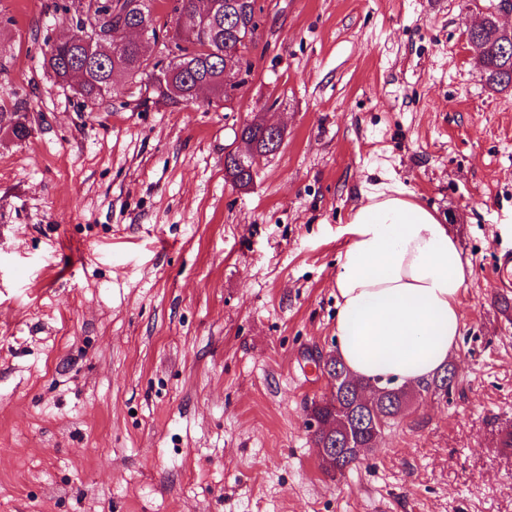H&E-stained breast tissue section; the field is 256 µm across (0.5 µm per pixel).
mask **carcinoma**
Instances as JSON below:
<instances>
[{
    "mask_svg": "<svg viewBox=\"0 0 512 512\" xmlns=\"http://www.w3.org/2000/svg\"><path fill=\"white\" fill-rule=\"evenodd\" d=\"M155 2L157 0H112V5H104L99 24L108 40L101 46L85 47L80 44V35L74 33L53 43L44 64L55 81L67 85L77 78L78 94L87 101L102 102L112 94L115 78H127L146 86L155 102L171 104L193 101L197 84L207 81L215 97L223 100L224 69L220 64L224 46L236 45L239 37L247 34L255 0H233L236 25L232 27L224 24L226 0H214L216 9L213 15L198 31L184 25V19L196 14L198 0H175L172 19L164 22L161 29L171 41L179 44L180 54L166 62L150 63L143 58L139 45L118 42L114 34L136 19L156 25ZM476 39L483 58L486 85L494 91L511 89L512 42L497 36V31L491 26L477 32ZM241 139L250 154L266 155L268 148L263 127L257 121L242 126ZM247 163V158L242 165L234 159L225 163V176L234 186L246 188L253 182L254 173L245 167ZM371 388L372 384L357 381L344 390L339 388L329 392L324 405L314 404L311 407L312 414L335 424V429L329 433L320 430L312 434L315 447L338 449L346 469L357 462L356 449L373 445L372 429L362 421L365 406L357 403L356 398L357 391ZM405 400L404 395L395 398L375 396L373 411L376 418L391 424L399 416L398 404Z\"/></svg>",
    "mask_w": 512,
    "mask_h": 512,
    "instance_id": "1",
    "label": "carcinoma"
}]
</instances>
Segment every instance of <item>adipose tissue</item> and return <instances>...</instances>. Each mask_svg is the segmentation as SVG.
<instances>
[{"label":"adipose tissue","mask_w":512,"mask_h":512,"mask_svg":"<svg viewBox=\"0 0 512 512\" xmlns=\"http://www.w3.org/2000/svg\"><path fill=\"white\" fill-rule=\"evenodd\" d=\"M346 232L335 277L337 356L373 383L427 381L458 344L471 264L445 225L402 191L369 195Z\"/></svg>","instance_id":"1"}]
</instances>
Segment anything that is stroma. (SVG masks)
<instances>
[{"label": "stroma", "instance_id": "obj_1", "mask_svg": "<svg viewBox=\"0 0 512 512\" xmlns=\"http://www.w3.org/2000/svg\"><path fill=\"white\" fill-rule=\"evenodd\" d=\"M57 0H0V512H512V90L467 0H265L233 108L93 104L43 58ZM279 124L250 187L244 119ZM401 189L473 274L451 391L351 469L307 427L336 349V260L356 207ZM477 29L470 27L467 33L468 42L473 48L472 38ZM478 48L483 58V72L486 85L494 91H505L512 88V42H505L497 36L492 27H484L476 33ZM474 45V44H473ZM477 50L478 49L474 45Z\"/></svg>", "mask_w": 512, "mask_h": 512}]
</instances>
